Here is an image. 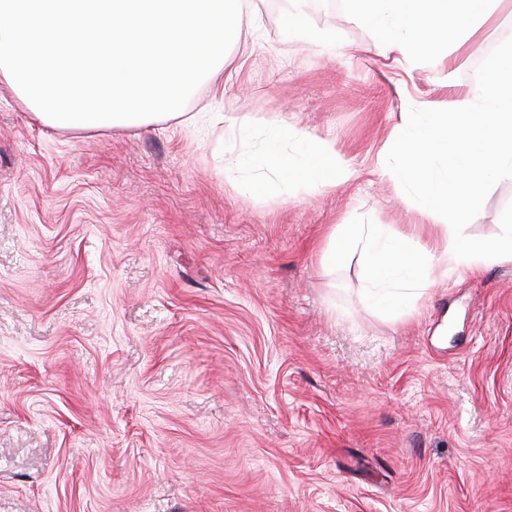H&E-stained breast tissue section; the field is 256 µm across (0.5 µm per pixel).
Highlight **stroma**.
<instances>
[{
	"label": "stroma",
	"instance_id": "1",
	"mask_svg": "<svg viewBox=\"0 0 512 512\" xmlns=\"http://www.w3.org/2000/svg\"><path fill=\"white\" fill-rule=\"evenodd\" d=\"M379 41L254 0L182 115L141 126L52 128L0 85V512H512V263L376 306L359 258L321 260L337 224L439 232L377 154L486 83L512 14L411 66ZM312 135L357 174L288 197L261 159ZM507 224L512 178L459 234Z\"/></svg>",
	"mask_w": 512,
	"mask_h": 512
}]
</instances>
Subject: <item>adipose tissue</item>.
<instances>
[{
	"instance_id": "obj_1",
	"label": "adipose tissue",
	"mask_w": 512,
	"mask_h": 512,
	"mask_svg": "<svg viewBox=\"0 0 512 512\" xmlns=\"http://www.w3.org/2000/svg\"><path fill=\"white\" fill-rule=\"evenodd\" d=\"M512 0H345L355 18L368 20L383 32L381 54L418 57L447 47L449 40L466 44L490 26ZM491 81L481 91L431 103L406 115L377 158V169L396 183L415 187L429 212L447 217L442 242L394 232L387 224H341L330 232L326 265L359 255L367 273L369 296L377 301L417 303L427 288L451 274H467L485 263L512 262V225L491 243L461 244L454 227L467 223L482 206L492 175L512 177V46L490 69ZM399 155L398 166L389 163ZM316 163L276 159L275 177L299 174L305 188L333 191L354 175L351 164L337 157L327 141L316 143ZM450 163L444 172L435 164Z\"/></svg>"
}]
</instances>
